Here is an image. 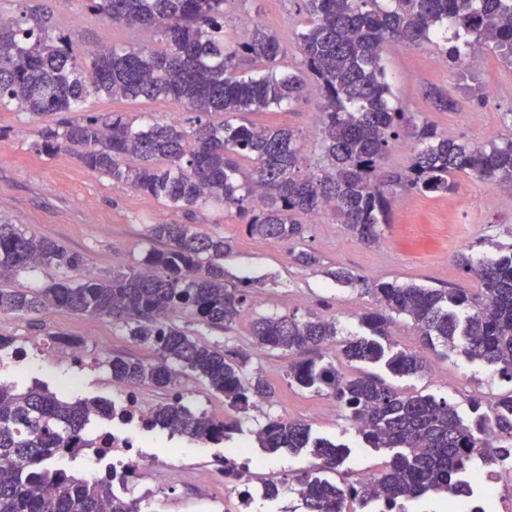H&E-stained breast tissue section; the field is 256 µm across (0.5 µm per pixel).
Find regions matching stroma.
<instances>
[{
    "label": "stroma",
    "instance_id": "stroma-1",
    "mask_svg": "<svg viewBox=\"0 0 512 512\" xmlns=\"http://www.w3.org/2000/svg\"><path fill=\"white\" fill-rule=\"evenodd\" d=\"M54 14L58 27L77 31L79 38L94 45L154 43L150 33L132 34L121 24L107 25L94 17L86 0H43ZM307 17L303 0H227L224 31L239 36L251 23L262 24L279 39L288 67L301 64L296 38ZM441 47L411 50L390 43L384 53L388 81L395 105L419 112L449 136L476 145L512 138V66L493 53H486L474 68L479 89H492L491 97L477 101L463 88L458 67L441 63ZM448 97L449 106L438 103ZM322 101L317 88H309L305 102L277 112H254L249 121L268 126H288L313 137L314 115ZM95 112H127L151 122L176 117L187 121L189 114L177 103L165 100L95 99ZM43 118L25 112H0V222L17 225L28 234L57 241L81 254L88 270L110 275L121 266L136 264L155 247L150 229L155 224L182 222L172 211L128 185L117 184L84 168L65 152L47 157L37 152L36 131ZM455 192L437 196L405 194L393 203L383 240L374 246L355 241L333 212L307 222L302 249L315 253L318 262L304 267L293 262L286 243L250 236L245 221L235 210L197 209L198 231L229 238L233 250L224 261L227 279L250 286L256 300L245 307L235 323L223 331L209 330L188 316L179 315L175 324L208 344H225L251 352V324L261 314L300 315L314 313L336 320L341 337L362 334L359 316L372 301L359 290L341 286L332 278L336 268L354 274L428 288H472L476 282L458 266L456 256L466 252L495 257L497 245L512 244V182L487 183L464 172L455 173ZM0 336L13 338L16 345H41L40 355L18 363L0 353V378L30 385L39 380L56 392L63 391L74 371L69 360L60 358L53 338L84 341L87 364L85 380L75 396L121 402L124 386L112 378L101 359L123 355L153 362L156 354L147 344L134 340L128 329L105 318L84 316L52 308L33 316L0 315ZM431 375L401 378L386 375L387 383L406 391L447 398L461 415H469L471 396L492 405L512 391V381L480 361H471L444 347L426 352ZM297 357L279 350L253 354L247 373L261 372L272 392L271 402L260 409L233 414L222 395L213 393L200 380L189 377L181 385L185 405L195 413L218 419L237 418L240 429L220 444L190 443L167 432L135 430L137 441L156 457L178 449L175 463L180 477L166 478L162 488L146 490L132 482L121 495L141 502L142 512H239L236 491L212 478L218 460L231 450L255 459L249 473L254 490L270 482L286 485L309 469L310 451L293 454L288 449L263 452L255 431L267 416H283L309 424L313 436L348 444L352 449L345 467L353 475L380 467L383 453L365 448L351 423L334 399L321 393L289 385L287 371ZM209 486L207 497H199V486Z\"/></svg>",
    "mask_w": 512,
    "mask_h": 512
}]
</instances>
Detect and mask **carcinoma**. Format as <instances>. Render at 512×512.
<instances>
[{"instance_id": "cac0c4a2", "label": "carcinoma", "mask_w": 512, "mask_h": 512, "mask_svg": "<svg viewBox=\"0 0 512 512\" xmlns=\"http://www.w3.org/2000/svg\"><path fill=\"white\" fill-rule=\"evenodd\" d=\"M226 2L89 0L99 19L161 37L158 45L142 46L86 48L52 16L24 11L0 24V111L62 114L37 131L40 153L67 152L84 168L186 215L209 203L233 207L247 219L249 235L289 244L292 259L306 267L316 258L295 251L306 232L303 217L330 209L357 241L372 246L388 227L390 202L400 190L452 193L455 172L483 182L512 181V139L470 145L418 112L391 106L382 63L387 44L437 45L448 41L451 24L450 61L462 63L482 49L512 65V0H304L308 19L297 33L304 69L296 73L285 70L279 39L259 24L235 40L224 38ZM244 58L256 74L240 72ZM308 78L322 95L316 145L324 165L318 171L294 130L241 122L243 114L306 100ZM94 96L164 98L190 112H220L224 120L199 118L191 131L174 122L138 123L126 112L90 111ZM401 136L414 141L412 163L402 174L386 175L384 158ZM151 237L164 248L102 279L79 253L0 224V283L41 268L73 272L43 287L0 288V314L56 307L128 327L157 358L144 363L114 356L103 365L128 386L172 392L138 424L221 443L239 430L237 422L192 412L183 404L181 379L206 382L237 412L260 408L269 387L261 376L243 373L247 354L188 336L173 316L187 314L225 330L248 304L250 289L226 282L228 239L177 222L152 225ZM456 261L478 282L476 291L398 285L345 269L332 273L371 296L375 308L360 316L364 335L339 340L336 321L314 313L253 320L255 347L313 354L289 366V384L336 399L364 447L388 455L374 477L352 480L340 471L347 445L313 441L307 424L266 416L256 431L260 448H311L316 470L340 476L331 481L306 472L296 478L288 490L303 512H364L373 503L383 512H403V502L443 494L471 472L475 448L491 449V461L512 458V393L487 409L471 399L472 415L464 418L445 398L401 392L376 373L347 375L337 366L355 362L399 377L426 375L421 352L389 342L390 325L402 316L425 348L460 344L469 359L512 381V245L498 247L490 260L460 253ZM330 344L334 357L321 352ZM118 416L112 402L67 398L37 380L21 388L0 384V512H141L139 500L117 496L109 478L90 484L49 459L57 448L92 447L87 426Z\"/></svg>"}]
</instances>
